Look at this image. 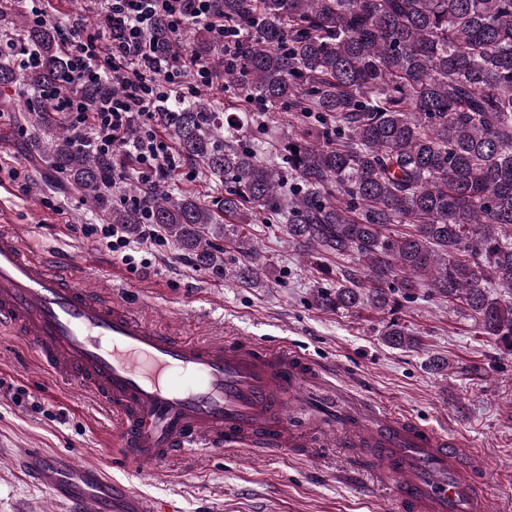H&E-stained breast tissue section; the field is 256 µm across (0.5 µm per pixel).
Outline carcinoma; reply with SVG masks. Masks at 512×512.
Segmentation results:
<instances>
[{
	"instance_id": "carcinoma-1",
	"label": "carcinoma",
	"mask_w": 512,
	"mask_h": 512,
	"mask_svg": "<svg viewBox=\"0 0 512 512\" xmlns=\"http://www.w3.org/2000/svg\"><path fill=\"white\" fill-rule=\"evenodd\" d=\"M220 8L238 34L223 57L200 25L154 33L163 63L194 54L240 90L235 112L197 99L154 113L220 196L207 203L160 187L142 208L112 202L114 166L125 156L88 145L48 98L75 93L93 112L112 88L68 81L60 23L48 19L25 35L40 67L20 71L0 59V91L26 90L22 127L34 131L54 188L131 233L158 225L199 267L249 286L261 269L224 268L212 240L254 251L224 225L264 213L286 225L303 257L362 262L317 294L321 309L391 312L395 289L428 288L512 351V0H221ZM258 105L265 136L279 112L297 129L266 158L264 141L243 135ZM383 336L393 347L419 345L395 320Z\"/></svg>"
}]
</instances>
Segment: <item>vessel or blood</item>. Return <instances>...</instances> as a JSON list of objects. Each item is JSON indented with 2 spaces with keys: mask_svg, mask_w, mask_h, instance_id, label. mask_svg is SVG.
Here are the masks:
<instances>
[{
  "mask_svg": "<svg viewBox=\"0 0 512 512\" xmlns=\"http://www.w3.org/2000/svg\"><path fill=\"white\" fill-rule=\"evenodd\" d=\"M0 333L13 336L56 380L94 397L112 422L114 466L130 473L198 450L300 447L290 397L325 366L258 344L185 336L138 316L102 288L78 284L20 234L0 226ZM340 447L372 448L402 512H488L466 441L341 391ZM16 466L69 512H174L116 482L106 469L42 448Z\"/></svg>",
  "mask_w": 512,
  "mask_h": 512,
  "instance_id": "obj_1",
  "label": "vessel or blood"
}]
</instances>
